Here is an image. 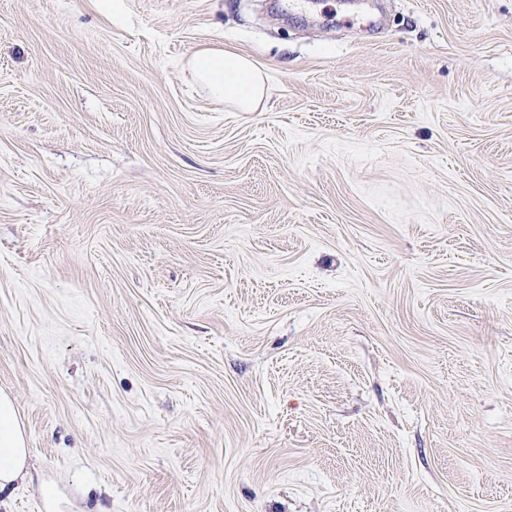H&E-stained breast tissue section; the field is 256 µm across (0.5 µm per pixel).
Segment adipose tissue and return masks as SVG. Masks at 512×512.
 Segmentation results:
<instances>
[{"instance_id": "adipose-tissue-1", "label": "adipose tissue", "mask_w": 512, "mask_h": 512, "mask_svg": "<svg viewBox=\"0 0 512 512\" xmlns=\"http://www.w3.org/2000/svg\"><path fill=\"white\" fill-rule=\"evenodd\" d=\"M188 67L219 101L240 111H256L265 93L266 77L248 58L231 51L204 49L187 61ZM28 459L26 435L11 399L0 395V493L22 475Z\"/></svg>"}]
</instances>
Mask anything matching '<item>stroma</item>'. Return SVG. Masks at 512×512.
Masks as SVG:
<instances>
[{"mask_svg":"<svg viewBox=\"0 0 512 512\" xmlns=\"http://www.w3.org/2000/svg\"><path fill=\"white\" fill-rule=\"evenodd\" d=\"M1 391L0 512H512V0H0ZM187 66L211 96L254 112L265 93V74L248 58L231 51L204 49L187 60ZM26 435L11 399L0 395V493L22 475L27 459Z\"/></svg>","mask_w":512,"mask_h":512,"instance_id":"1","label":"stroma"}]
</instances>
